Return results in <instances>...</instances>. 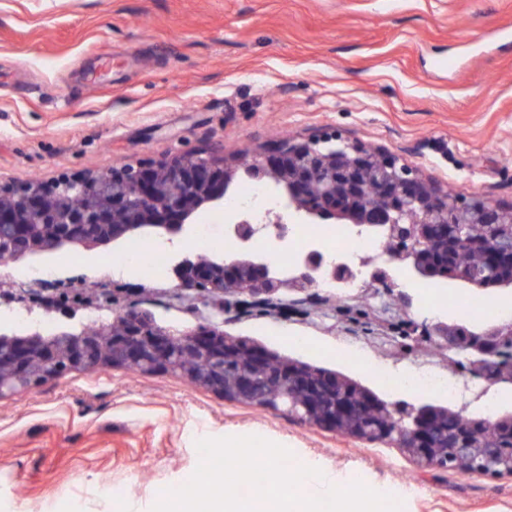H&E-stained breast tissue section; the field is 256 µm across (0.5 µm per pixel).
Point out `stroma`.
Wrapping results in <instances>:
<instances>
[{"instance_id": "obj_1", "label": "stroma", "mask_w": 512, "mask_h": 512, "mask_svg": "<svg viewBox=\"0 0 512 512\" xmlns=\"http://www.w3.org/2000/svg\"><path fill=\"white\" fill-rule=\"evenodd\" d=\"M335 130L401 157L443 189L512 204V0H0V185L107 173L198 149L247 153ZM112 245L65 248L0 266L58 263L63 293ZM170 278L120 280L166 326ZM441 279L442 319L481 328ZM224 329L347 378L378 397L375 371L340 360L366 335L334 306L303 317L227 314ZM258 435L296 462L360 475L402 512H512V476L418 465L365 443L223 397L181 374L74 371L0 399V512H151L185 484L203 438Z\"/></svg>"}]
</instances>
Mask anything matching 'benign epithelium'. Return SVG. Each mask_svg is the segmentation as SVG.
Returning <instances> with one entry per match:
<instances>
[{
	"mask_svg": "<svg viewBox=\"0 0 512 512\" xmlns=\"http://www.w3.org/2000/svg\"><path fill=\"white\" fill-rule=\"evenodd\" d=\"M246 169L280 191L281 210L262 225L232 214V222L224 225L225 233L239 242L232 256L186 253L173 262L166 294L203 306L206 314L195 328L174 332L150 310L129 305L113 310L112 322L91 333L60 338L38 332L0 335V398L88 367L169 370L173 357L181 354L202 364L200 369L183 371L186 378L229 401L258 406L266 388H286L290 381L338 391L329 407L313 396L294 409L306 425L335 431L340 424L382 408V401L348 379L257 345L243 347L238 337L224 332V314L232 311L314 314L329 302L318 288L324 273L345 282L358 277L359 270L347 264H325L315 248L289 275L277 274L255 251L254 241L272 235L283 238L293 216L337 219L377 231L385 265L375 267L346 301L379 297L371 319L381 331L390 329L393 307L405 314L416 339L432 344L444 356L450 350L463 352L474 375L489 385L512 383V364L503 363L501 353L512 347L511 321L481 332L443 320L418 324L410 318L412 296L390 274L402 268L422 277L449 267L457 278L482 286L489 276L477 269L512 266V233L492 232L497 225L512 224V205L479 194L449 193L399 158L334 130L282 139L248 158L202 149L137 167H114L110 173L62 177L49 185L28 181L0 186V263L65 246L93 249L151 230L176 237L200 209L223 204L239 172ZM463 244L475 251L477 268L457 264L456 251ZM227 355L242 358L247 368L224 373ZM411 416V427L403 432L398 415L383 413L376 426L378 440L406 449L423 467L435 468L440 455L451 453L458 462L472 465L475 474L512 472V459L502 449L477 446L462 427L455 430L453 447H440L439 439L448 436L446 412L423 407Z\"/></svg>",
	"mask_w": 512,
	"mask_h": 512,
	"instance_id": "obj_1",
	"label": "benign epithelium"
}]
</instances>
